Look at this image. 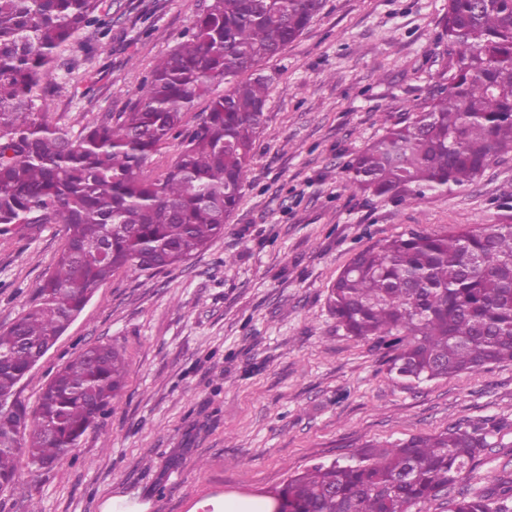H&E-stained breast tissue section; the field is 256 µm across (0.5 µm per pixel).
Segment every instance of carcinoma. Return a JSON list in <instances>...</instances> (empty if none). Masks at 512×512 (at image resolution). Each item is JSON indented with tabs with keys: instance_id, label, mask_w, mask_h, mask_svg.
I'll use <instances>...</instances> for the list:
<instances>
[{
	"instance_id": "1",
	"label": "carcinoma",
	"mask_w": 512,
	"mask_h": 512,
	"mask_svg": "<svg viewBox=\"0 0 512 512\" xmlns=\"http://www.w3.org/2000/svg\"><path fill=\"white\" fill-rule=\"evenodd\" d=\"M324 0H204L181 41L121 112L79 128L55 122L58 51L79 33L106 37L104 0H0V235L64 224L67 237L33 303L0 329V491L37 476L99 429L126 384L123 355L81 349L28 411L16 386L114 272L158 273L207 250L238 208L265 120L258 73L309 26ZM452 62L346 167L350 187L403 203L446 193L512 156V0H448ZM248 71L247 81L238 77ZM224 83L229 90L213 95ZM205 111L184 131L196 101ZM183 136L175 162L148 174ZM351 336L393 348L389 371L424 382L512 362V224L411 231L357 254L329 294ZM492 431L454 427L367 449L296 474L274 499L290 512H412L455 486ZM448 512H512V478L461 492Z\"/></svg>"
}]
</instances>
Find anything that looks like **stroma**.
<instances>
[{
	"instance_id": "stroma-1",
	"label": "stroma",
	"mask_w": 512,
	"mask_h": 512,
	"mask_svg": "<svg viewBox=\"0 0 512 512\" xmlns=\"http://www.w3.org/2000/svg\"><path fill=\"white\" fill-rule=\"evenodd\" d=\"M200 0H114L101 48L50 109L59 124L121 111L191 27ZM447 0H325L266 63L265 122L243 200L212 246L157 275L119 270L19 384L35 405L58 368L107 343L127 363L122 398L74 455L0 491V512H224L272 499L294 472L449 428L494 426L461 489L512 474V363L419 385L388 372L390 349L338 328L341 270L377 240L512 224V159L473 184L406 203L353 191L346 165L392 117L425 100L449 56ZM61 224L0 235V327L32 302L65 241ZM109 441H102V434Z\"/></svg>"
}]
</instances>
